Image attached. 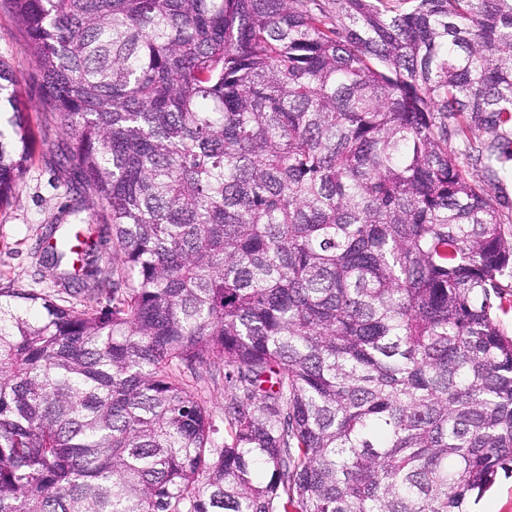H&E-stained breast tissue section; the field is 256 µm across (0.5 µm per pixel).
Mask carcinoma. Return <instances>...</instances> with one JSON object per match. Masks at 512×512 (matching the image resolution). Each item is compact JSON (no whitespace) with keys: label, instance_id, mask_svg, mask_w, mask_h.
Returning a JSON list of instances; mask_svg holds the SVG:
<instances>
[{"label":"carcinoma","instance_id":"1","mask_svg":"<svg viewBox=\"0 0 512 512\" xmlns=\"http://www.w3.org/2000/svg\"><path fill=\"white\" fill-rule=\"evenodd\" d=\"M0 9L77 196L57 293L0 285V512H473L512 473V0ZM33 140L0 58V211ZM185 376L191 381L194 380L195 387H197L199 394L209 402L216 416L217 423L221 428L220 435L222 439L224 437V405L230 398V391L227 389L224 382V371L221 369V372H219V370L208 372L199 369L196 374L193 372L190 374V372L187 371ZM192 377H194V379Z\"/></svg>","mask_w":512,"mask_h":512}]
</instances>
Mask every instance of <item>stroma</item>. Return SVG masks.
<instances>
[{
  "instance_id": "1",
  "label": "stroma",
  "mask_w": 512,
  "mask_h": 512,
  "mask_svg": "<svg viewBox=\"0 0 512 512\" xmlns=\"http://www.w3.org/2000/svg\"><path fill=\"white\" fill-rule=\"evenodd\" d=\"M0 57L11 63L28 97L39 101L40 81L25 50V35L4 10L0 11ZM31 117L37 134L35 155L15 187L14 203L0 215V285L12 283L52 294L57 286L41 264L43 235L48 224L63 218L74 194L49 162L51 152L65 141L58 117L40 108Z\"/></svg>"
}]
</instances>
